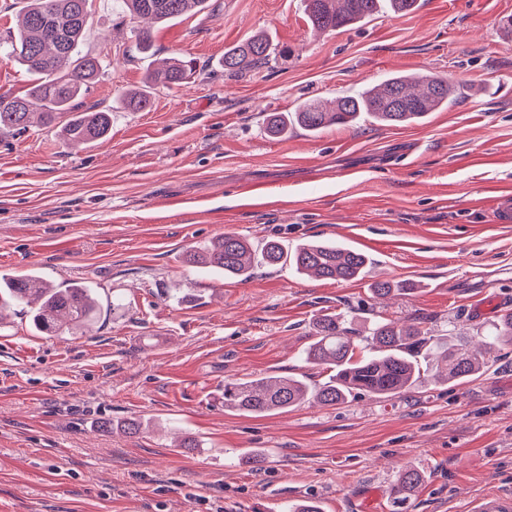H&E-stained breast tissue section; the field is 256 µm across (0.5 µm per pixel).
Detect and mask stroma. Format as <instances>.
<instances>
[{"label":"stroma","instance_id":"1","mask_svg":"<svg viewBox=\"0 0 512 512\" xmlns=\"http://www.w3.org/2000/svg\"><path fill=\"white\" fill-rule=\"evenodd\" d=\"M512 0H419L336 31L307 25L304 0H210L138 53L132 20L93 0L82 52L104 73L83 96L112 113L109 137L72 147L35 125L0 137V275L87 282L101 315L84 333L43 334L27 309L0 315V512H359L377 491L392 512L398 474L422 482L403 512H473L512 496V346L474 379L392 397L358 394L254 416L225 410V381L327 372L307 365L312 323L348 311L423 318L432 335L487 336L512 309ZM266 34L276 57L232 77L227 46ZM195 59L181 88L124 110L160 59ZM456 81L461 95L420 124L368 119L318 134H267L269 112L359 93L401 72ZM227 232L292 249L340 239L365 278L316 280L288 267L240 280L190 265ZM377 279L412 283L385 302ZM160 327L153 353L137 336ZM142 429L123 431L129 420ZM184 438L197 448H181Z\"/></svg>","mask_w":512,"mask_h":512}]
</instances>
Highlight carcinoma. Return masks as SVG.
<instances>
[{"instance_id": "carcinoma-1", "label": "carcinoma", "mask_w": 512, "mask_h": 512, "mask_svg": "<svg viewBox=\"0 0 512 512\" xmlns=\"http://www.w3.org/2000/svg\"><path fill=\"white\" fill-rule=\"evenodd\" d=\"M113 7L165 25L203 12L208 0H115ZM379 9L380 0H305L307 22L323 31L357 24ZM91 15L92 0H26L15 30L0 35V58L25 67L31 84L22 95L0 93L1 135L24 132L36 121L58 128L70 143L95 144L108 136L110 112L82 102L86 89L101 75L99 59L80 50ZM270 49L263 34L229 46L224 49V72L243 75L262 69L270 62ZM195 72L192 60L165 61L147 73L141 87L125 92L122 104L129 112H143L152 106L155 92L180 87ZM459 95V87L447 75L394 74L354 96L339 97L330 106L311 100L293 112L270 114L266 128L273 137L288 135L293 125L315 135L331 125L349 126L363 114L382 126L419 123L432 112L448 109ZM188 261L222 269L228 277L247 278L258 266L288 265L319 279L351 281L364 276L370 258L338 240L307 242L290 252L277 240L259 246L229 232L191 252ZM371 290L384 298L408 293L413 286L378 280ZM10 303L30 308L38 328L50 335L84 327L99 309L87 285L52 284L31 274L0 277V309ZM349 322L348 313L338 312L322 314L313 324L314 341L305 361L326 366L327 379L318 383L290 377L226 381L224 409L264 415L305 402L334 406L355 394L390 397L430 380L473 379L488 367L487 355L500 345L512 344V309L501 313L494 334L475 354L462 351L465 337L432 336L420 321L376 320L359 339L352 336ZM421 480L413 469L399 475L394 486L396 507L406 503Z\"/></svg>"}]
</instances>
